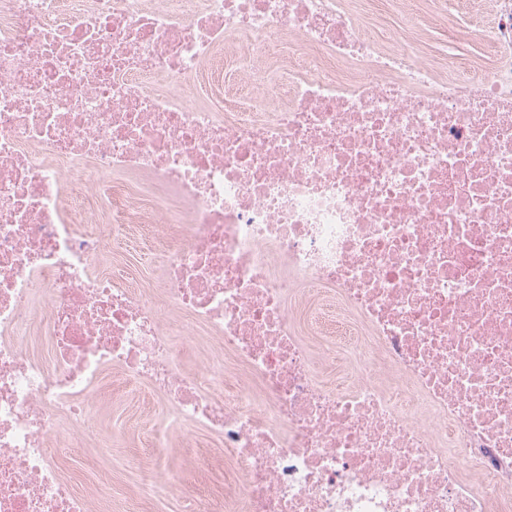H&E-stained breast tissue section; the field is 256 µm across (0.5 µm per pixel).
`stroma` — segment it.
Segmentation results:
<instances>
[{"label": "stroma", "mask_w": 512, "mask_h": 512, "mask_svg": "<svg viewBox=\"0 0 512 512\" xmlns=\"http://www.w3.org/2000/svg\"><path fill=\"white\" fill-rule=\"evenodd\" d=\"M489 23L485 12L460 17L464 35L459 40L429 17L419 19L417 28L424 36L422 48L426 53L443 57L463 48L476 56L482 51L478 31ZM116 268L144 290L150 289L160 274L146 243L134 240L124 249L106 254L103 271ZM96 400V414L87 435L61 460L82 494H95L97 479L104 476L112 484V512H128L134 504L140 512H193L189 495L167 491L144 494L145 479L172 475L182 483L199 481L213 493L223 492L224 448L204 430L184 425L168 433L164 456L150 452L149 444L165 416V403L159 394L128 380L121 369L114 368L106 373ZM197 456L208 460L205 472L191 469L190 460Z\"/></svg>", "instance_id": "35a3bbf8"}]
</instances>
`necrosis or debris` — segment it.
Returning a JSON list of instances; mask_svg holds the SVG:
<instances>
[{"instance_id": "obj_1", "label": "necrosis or debris", "mask_w": 512, "mask_h": 512, "mask_svg": "<svg viewBox=\"0 0 512 512\" xmlns=\"http://www.w3.org/2000/svg\"><path fill=\"white\" fill-rule=\"evenodd\" d=\"M476 6L445 64L367 0H0V512H112L55 445L113 367L223 443L198 512H512V0ZM109 224L155 289L99 273ZM460 24V29L466 31L467 34L459 33L456 31L457 38L466 42L465 49L471 56H478L482 52V46L478 39V30L487 27L490 23V16L488 13H473L466 16H461L457 20Z\"/></svg>"}]
</instances>
